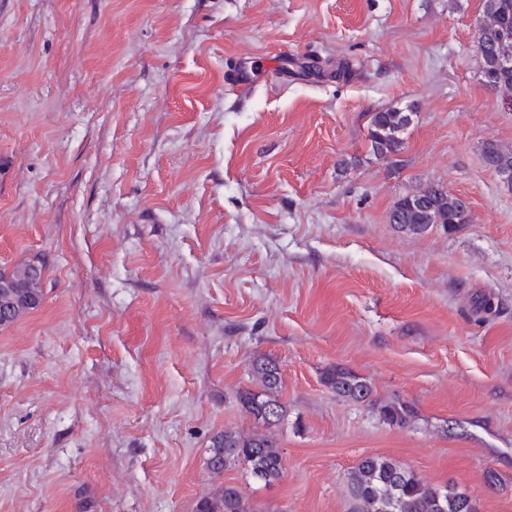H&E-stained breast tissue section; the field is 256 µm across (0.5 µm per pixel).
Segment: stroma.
<instances>
[{
    "label": "stroma",
    "instance_id": "obj_1",
    "mask_svg": "<svg viewBox=\"0 0 512 512\" xmlns=\"http://www.w3.org/2000/svg\"><path fill=\"white\" fill-rule=\"evenodd\" d=\"M481 0H0V268L42 307L0 327V512H350L383 456L512 512V98L485 86ZM247 74L248 87L229 85ZM410 115L401 151L371 113ZM437 185L456 233L390 222ZM282 375L285 473L211 472ZM342 365L372 402L322 382ZM412 404L402 427L378 412ZM408 122V115L405 112H374L369 123L372 150L381 156L398 153L403 146L400 134ZM483 160L487 167L500 174L501 167L509 164L512 167V151L503 150L493 142H487L483 147ZM33 262L21 264L13 267L10 270L0 269V278L6 275L7 279L22 286L23 290L32 294H38L44 297L41 281L34 279L30 275L33 268ZM245 493L235 485L201 496L196 504V512H251Z\"/></svg>",
    "mask_w": 512,
    "mask_h": 512
}]
</instances>
